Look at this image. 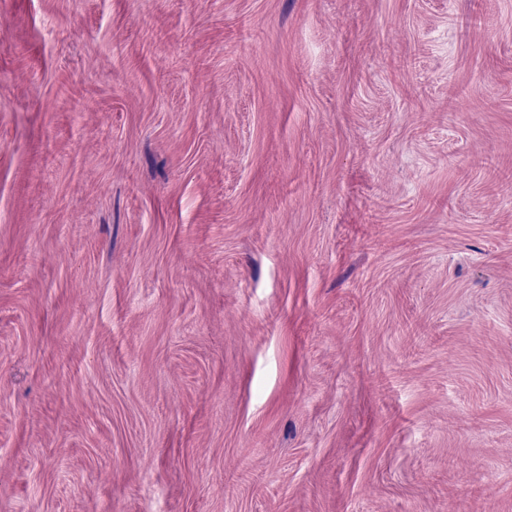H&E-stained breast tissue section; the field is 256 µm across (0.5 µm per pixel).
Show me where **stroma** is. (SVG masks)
Masks as SVG:
<instances>
[{
  "label": "stroma",
  "mask_w": 512,
  "mask_h": 512,
  "mask_svg": "<svg viewBox=\"0 0 512 512\" xmlns=\"http://www.w3.org/2000/svg\"><path fill=\"white\" fill-rule=\"evenodd\" d=\"M0 512H512V0H0Z\"/></svg>",
  "instance_id": "35a3bbf8"
}]
</instances>
